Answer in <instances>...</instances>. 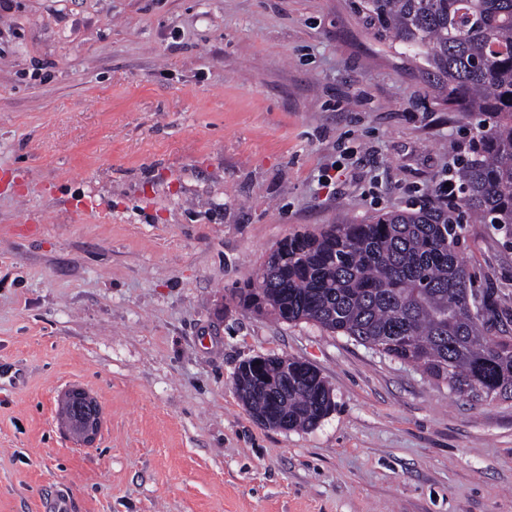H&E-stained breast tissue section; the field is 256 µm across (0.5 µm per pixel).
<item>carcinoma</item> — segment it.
I'll use <instances>...</instances> for the list:
<instances>
[{"label":"carcinoma","mask_w":512,"mask_h":512,"mask_svg":"<svg viewBox=\"0 0 512 512\" xmlns=\"http://www.w3.org/2000/svg\"><path fill=\"white\" fill-rule=\"evenodd\" d=\"M358 12L475 130L457 202L286 237L235 297L255 314L311 322L411 363L454 395L511 400L512 344L490 335L496 301L475 293L460 216L512 237V0H359ZM236 391L253 416L290 430L315 427L333 406L318 371L283 356Z\"/></svg>","instance_id":"cac0c4a2"}]
</instances>
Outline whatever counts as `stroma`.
<instances>
[{"label": "stroma", "instance_id": "obj_1", "mask_svg": "<svg viewBox=\"0 0 512 512\" xmlns=\"http://www.w3.org/2000/svg\"><path fill=\"white\" fill-rule=\"evenodd\" d=\"M469 139L357 0H0V512H512V400L234 296L284 237L421 205ZM467 235L512 336V240ZM259 355L330 414L259 423ZM273 356L259 365L239 387L235 386L245 408L260 423L288 422V430L315 427L332 410L330 389L310 364L283 356ZM272 394L278 400L271 401ZM62 397L73 409L76 420L64 422L76 443L84 448L94 447L102 430V410L96 400L87 390L81 387H71L64 391Z\"/></svg>", "mask_w": 512, "mask_h": 512}]
</instances>
